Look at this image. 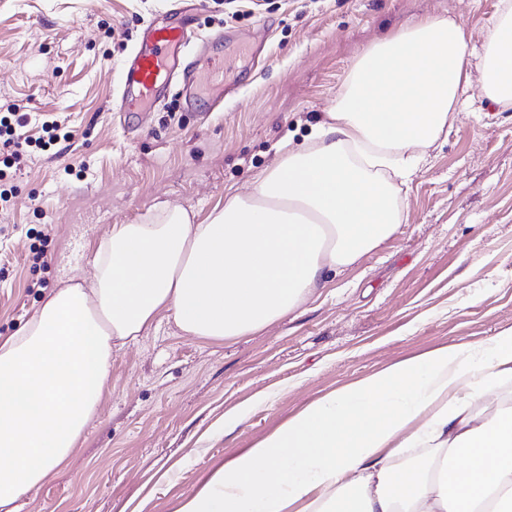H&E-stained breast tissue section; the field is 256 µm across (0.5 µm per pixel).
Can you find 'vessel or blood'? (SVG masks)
I'll return each mask as SVG.
<instances>
[{"label": "vessel or blood", "instance_id": "b4317fda", "mask_svg": "<svg viewBox=\"0 0 512 512\" xmlns=\"http://www.w3.org/2000/svg\"><path fill=\"white\" fill-rule=\"evenodd\" d=\"M194 20V14L188 13L176 24L146 25L141 46L118 73V81L127 92V111L135 112L160 101L165 84L175 73L186 88V104L197 105L203 75L184 62L185 32Z\"/></svg>", "mask_w": 512, "mask_h": 512}]
</instances>
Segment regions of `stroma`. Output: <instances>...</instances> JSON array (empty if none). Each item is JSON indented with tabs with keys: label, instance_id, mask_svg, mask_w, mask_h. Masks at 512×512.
Masks as SVG:
<instances>
[{
	"label": "stroma",
	"instance_id": "1",
	"mask_svg": "<svg viewBox=\"0 0 512 512\" xmlns=\"http://www.w3.org/2000/svg\"><path fill=\"white\" fill-rule=\"evenodd\" d=\"M498 0H203L190 44L224 57L233 95L208 118L177 89L122 115L117 74L144 26L189 0H0V106L52 113L71 136L0 179V336L42 301L28 283L91 272L90 244L167 204L207 217L248 191L278 145L301 143L358 57L427 17L480 47ZM469 100L401 195L380 249L263 332L221 345L160 316L112 356L107 391L69 467L20 512H172L217 466L310 401L436 347L512 329V110ZM53 225L48 240L38 237ZM241 412L225 429L224 416Z\"/></svg>",
	"mask_w": 512,
	"mask_h": 512
}]
</instances>
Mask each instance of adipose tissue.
<instances>
[{
    "instance_id": "1",
    "label": "adipose tissue",
    "mask_w": 512,
    "mask_h": 512,
    "mask_svg": "<svg viewBox=\"0 0 512 512\" xmlns=\"http://www.w3.org/2000/svg\"><path fill=\"white\" fill-rule=\"evenodd\" d=\"M468 45L450 17L376 42L310 142H282L249 191L202 222L163 206L113 225L90 279L63 280L0 336V512H20L26 493L69 466L113 351L160 316L215 344L254 335L397 234V184L464 104ZM478 58L484 97L512 108V0H499ZM505 378L512 329L393 363L302 407L175 512H512ZM419 445L426 453L403 456Z\"/></svg>"
}]
</instances>
